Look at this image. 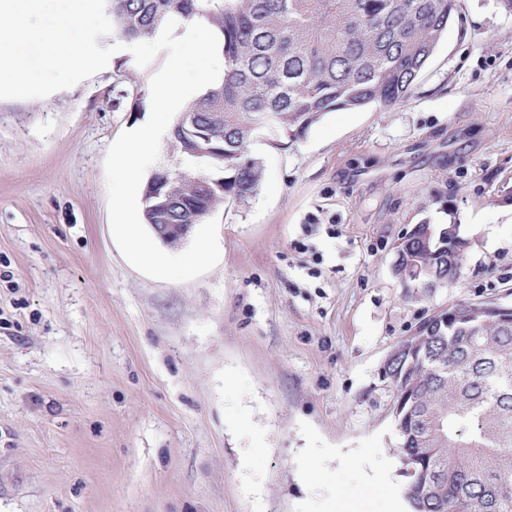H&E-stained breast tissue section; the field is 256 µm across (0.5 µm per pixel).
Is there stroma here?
<instances>
[{
	"label": "stroma",
	"instance_id": "obj_1",
	"mask_svg": "<svg viewBox=\"0 0 512 512\" xmlns=\"http://www.w3.org/2000/svg\"><path fill=\"white\" fill-rule=\"evenodd\" d=\"M158 54L0 99V512H408L384 365L433 312L512 305V13L460 0L405 103L326 113L213 208L220 260L145 275L104 161ZM456 224L457 284L403 287L395 243Z\"/></svg>",
	"mask_w": 512,
	"mask_h": 512
}]
</instances>
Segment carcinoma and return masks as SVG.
<instances>
[{
	"label": "carcinoma",
	"instance_id": "carcinoma-1",
	"mask_svg": "<svg viewBox=\"0 0 512 512\" xmlns=\"http://www.w3.org/2000/svg\"><path fill=\"white\" fill-rule=\"evenodd\" d=\"M459 0H110L113 32L158 37L166 22L202 20L224 54V77L186 104L182 119L224 140V159L204 157L224 173L212 196L168 170L165 191L182 207L170 221L198 224L226 202H244L261 171L249 157L254 135L294 139L337 109L408 100L458 12ZM407 257L448 268L439 228L419 224ZM396 395L414 406L397 414L399 457L411 512H512V324L479 332L427 336L424 358L392 361Z\"/></svg>",
	"mask_w": 512,
	"mask_h": 512
}]
</instances>
